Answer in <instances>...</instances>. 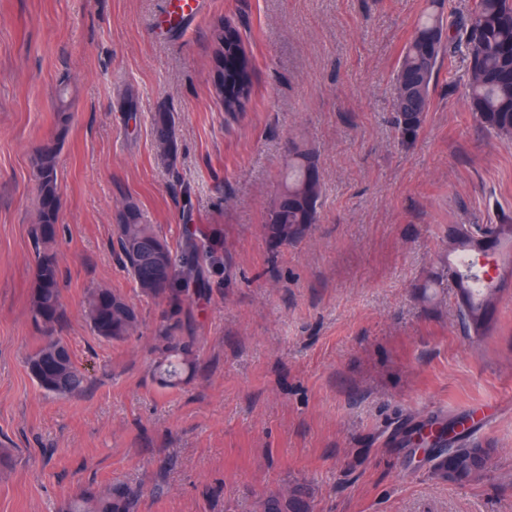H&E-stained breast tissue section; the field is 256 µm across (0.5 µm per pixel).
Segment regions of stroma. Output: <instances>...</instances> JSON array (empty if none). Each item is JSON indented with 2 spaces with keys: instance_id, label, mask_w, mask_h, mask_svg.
Here are the masks:
<instances>
[{
  "instance_id": "obj_1",
  "label": "stroma",
  "mask_w": 512,
  "mask_h": 512,
  "mask_svg": "<svg viewBox=\"0 0 512 512\" xmlns=\"http://www.w3.org/2000/svg\"><path fill=\"white\" fill-rule=\"evenodd\" d=\"M162 6L0 0V512H58L123 483L143 488L136 512H255L295 486L312 512H512V287L492 333L472 336L450 284H430L449 225L512 215V141L476 124L466 57L445 61L403 145L392 78L426 0H207L163 31ZM226 20L255 60L235 118L211 94V31ZM163 109L177 118L172 170L151 125ZM60 132L57 335L86 377L69 396L26 364L46 340L29 310L34 158ZM294 143L318 155L322 206L278 245L263 226ZM128 201L175 248L193 227L213 245L207 293L182 313L194 365L171 389L156 380L167 307L137 297L115 243ZM98 286L133 299L134 337L93 333L84 297ZM490 404L476 436L497 455L477 481L440 479L429 449L401 441Z\"/></svg>"
}]
</instances>
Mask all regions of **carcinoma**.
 I'll return each instance as SVG.
<instances>
[{
    "label": "carcinoma",
    "mask_w": 512,
    "mask_h": 512,
    "mask_svg": "<svg viewBox=\"0 0 512 512\" xmlns=\"http://www.w3.org/2000/svg\"><path fill=\"white\" fill-rule=\"evenodd\" d=\"M225 41L226 51H234L235 64L224 68V81H236L255 69L253 56L246 49L239 29L227 24L218 28L213 41ZM512 0H472L464 15L447 19L443 4L431 0L420 17L413 35L405 46L393 75V107L395 130L402 143L414 140L422 130L431 105L433 80L445 59L465 49L468 59L467 87L471 112L487 133L512 141V81L500 74L512 70ZM67 89L58 93L59 135L44 144L35 158L38 181V207L34 224L38 258L30 314L37 326H56L65 319L61 301L60 267L55 251L59 233L60 197L57 163L68 121ZM254 96V84L245 88L241 100L224 101V112L233 116L244 112ZM156 150L169 166L176 164L179 145L175 114L167 111L152 115ZM322 181L317 155L310 149H296L277 196L272 201L264 226L274 242L286 245L301 239L318 221ZM115 238L123 265L136 292L148 299H165L172 313L161 329L168 340L160 373L161 387L178 384L191 358L175 340L183 329L181 307L206 290L202 275L204 266L213 261L205 230L192 233L190 243L181 252L153 225L145 224L139 208L127 204L118 214ZM489 241L512 246V218L502 216L499 222L483 229L472 224H455L438 253L443 272H448V254ZM458 316L467 333L486 336L492 332V313L498 299L493 288H456ZM85 314L93 332L109 342L125 341L134 336L140 325L137 308L120 291L90 288L86 293ZM29 372L37 385L47 393L65 396L84 388L85 376L73 361L62 340L46 342L27 359ZM435 470L442 479L466 483L479 478L469 466H458V457L479 459L495 455L496 449L481 443L455 439L445 446ZM141 491L130 486L91 489L65 505L64 512H135ZM259 512H309L302 490L293 488L285 494H272L258 504Z\"/></svg>",
    "instance_id": "carcinoma-1"
}]
</instances>
